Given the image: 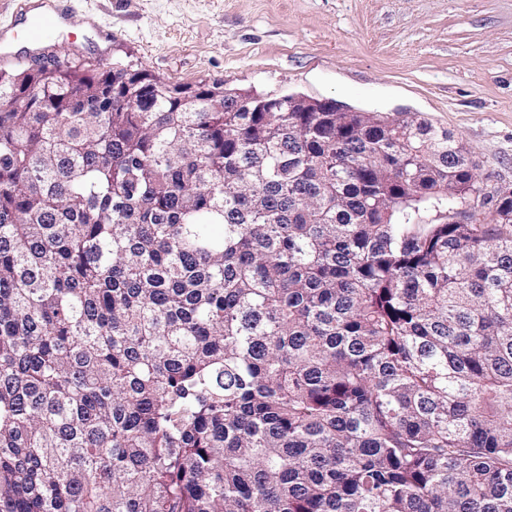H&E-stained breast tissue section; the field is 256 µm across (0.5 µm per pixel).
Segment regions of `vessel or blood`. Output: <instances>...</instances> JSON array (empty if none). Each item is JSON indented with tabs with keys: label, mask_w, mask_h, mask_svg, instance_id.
Instances as JSON below:
<instances>
[{
	"label": "vessel or blood",
	"mask_w": 512,
	"mask_h": 512,
	"mask_svg": "<svg viewBox=\"0 0 512 512\" xmlns=\"http://www.w3.org/2000/svg\"><path fill=\"white\" fill-rule=\"evenodd\" d=\"M19 28L0 27V58L15 55L16 39H23L31 53H38L41 44L51 36L73 33L82 24L74 0H11Z\"/></svg>",
	"instance_id": "vessel-or-blood-1"
}]
</instances>
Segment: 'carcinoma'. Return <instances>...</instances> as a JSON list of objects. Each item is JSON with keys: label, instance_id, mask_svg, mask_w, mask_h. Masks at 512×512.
Here are the masks:
<instances>
[{"label": "carcinoma", "instance_id": "1", "mask_svg": "<svg viewBox=\"0 0 512 512\" xmlns=\"http://www.w3.org/2000/svg\"><path fill=\"white\" fill-rule=\"evenodd\" d=\"M134 76L0 70V512H512V199Z\"/></svg>", "mask_w": 512, "mask_h": 512}]
</instances>
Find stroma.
Wrapping results in <instances>:
<instances>
[{"label": "stroma", "mask_w": 512, "mask_h": 512, "mask_svg": "<svg viewBox=\"0 0 512 512\" xmlns=\"http://www.w3.org/2000/svg\"><path fill=\"white\" fill-rule=\"evenodd\" d=\"M110 61L448 129L512 184V0H78Z\"/></svg>", "instance_id": "35a3bbf8"}]
</instances>
